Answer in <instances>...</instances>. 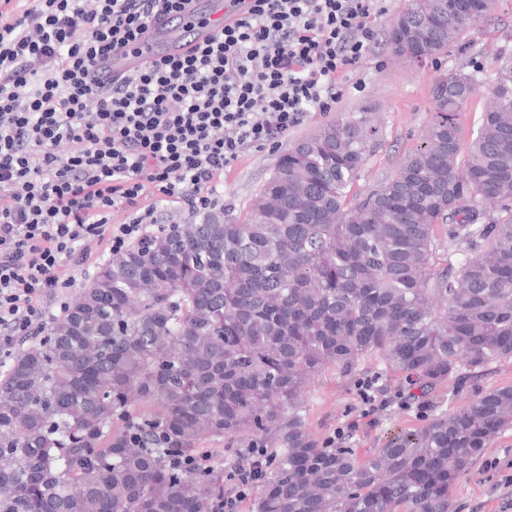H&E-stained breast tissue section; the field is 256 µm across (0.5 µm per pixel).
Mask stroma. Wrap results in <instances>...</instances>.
<instances>
[{"instance_id": "obj_1", "label": "stroma", "mask_w": 512, "mask_h": 512, "mask_svg": "<svg viewBox=\"0 0 512 512\" xmlns=\"http://www.w3.org/2000/svg\"><path fill=\"white\" fill-rule=\"evenodd\" d=\"M404 4L405 0H383L385 13L376 25L374 46L356 69L342 75L343 97L332 111L307 113L287 136L250 150L225 170L219 188L225 213L245 214L293 141L343 112H375L381 126L382 137L354 187L358 194L371 189L394 174L405 154L419 144L426 129L432 85L451 69L475 66L482 71V87L460 114L465 140L477 136L486 101L485 83L495 72L492 50L512 51V0H498L492 19L480 32L471 34L463 46L450 48L437 63L423 67L394 57L386 45L387 27ZM366 377L378 378L383 393L376 402L374 425L359 427L351 439L352 447L363 452L420 430L441 412L468 404L477 393L512 386V357L490 364L477 376L447 380L433 398L408 402L401 399L409 391L407 381L390 373L378 357L364 358L348 372L326 369L307 393L308 425L320 441H327L338 427L358 415L357 382ZM511 472L512 426L501 430L470 471L457 480L452 490L454 512H512V485L503 480Z\"/></svg>"}]
</instances>
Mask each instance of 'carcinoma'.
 Here are the masks:
<instances>
[{
  "mask_svg": "<svg viewBox=\"0 0 512 512\" xmlns=\"http://www.w3.org/2000/svg\"><path fill=\"white\" fill-rule=\"evenodd\" d=\"M492 11L407 0L387 43L419 65ZM480 84L441 74L422 141L359 198L381 128L345 112L280 157L246 216L104 262L0 376V512H218L224 468L180 459L220 438L266 449L251 512H452V485L512 425L511 386L365 453L319 445L306 393L367 355L423 396L512 356V52L465 151Z\"/></svg>",
  "mask_w": 512,
  "mask_h": 512,
  "instance_id": "obj_1",
  "label": "carcinoma"
}]
</instances>
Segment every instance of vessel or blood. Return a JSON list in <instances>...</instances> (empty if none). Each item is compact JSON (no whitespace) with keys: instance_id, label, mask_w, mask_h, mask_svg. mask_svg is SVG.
<instances>
[{"instance_id":"b4317fda","label":"vessel or blood","mask_w":512,"mask_h":512,"mask_svg":"<svg viewBox=\"0 0 512 512\" xmlns=\"http://www.w3.org/2000/svg\"><path fill=\"white\" fill-rule=\"evenodd\" d=\"M245 7L244 0H189L179 18L154 16L138 41L114 53L103 68L108 76L120 77L162 57L185 53L233 22Z\"/></svg>"}]
</instances>
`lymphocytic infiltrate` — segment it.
Instances as JSON below:
<instances>
[{
    "label": "lymphocytic infiltrate",
    "mask_w": 512,
    "mask_h": 512,
    "mask_svg": "<svg viewBox=\"0 0 512 512\" xmlns=\"http://www.w3.org/2000/svg\"><path fill=\"white\" fill-rule=\"evenodd\" d=\"M186 0H28L0 13V349L43 301L69 305V263L119 253L158 218L154 194L214 210L224 170L328 112L364 60L379 0H251L179 56L106 84L94 70ZM128 219L112 223L114 211Z\"/></svg>",
    "instance_id": "1"
}]
</instances>
